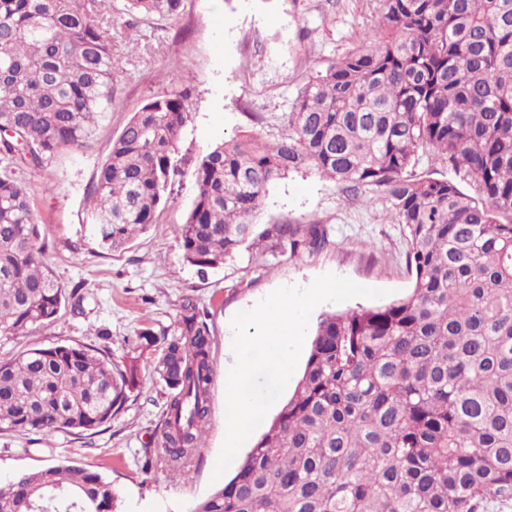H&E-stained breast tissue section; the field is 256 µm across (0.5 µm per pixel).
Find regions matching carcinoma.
I'll list each match as a JSON object with an SVG mask.
<instances>
[{
	"label": "carcinoma",
	"mask_w": 512,
	"mask_h": 512,
	"mask_svg": "<svg viewBox=\"0 0 512 512\" xmlns=\"http://www.w3.org/2000/svg\"><path fill=\"white\" fill-rule=\"evenodd\" d=\"M364 39L299 91L279 139L243 134L198 160L175 227L183 260L217 269L258 234L295 255L328 228L254 217L268 186L310 170L345 198H381L413 274L387 305L321 315L293 395L236 475L191 512H487L512 500V0H377ZM183 0H122L174 20ZM112 0H0V340L89 298L47 260L21 171L86 143L114 94ZM185 93L149 99L112 141L89 195L100 247L149 225L180 162ZM26 147L22 151L16 140ZM455 178L415 172L419 155ZM207 312L186 306L154 372L170 390L158 458L191 466L209 415ZM138 357L68 340L0 354V432L96 434L138 379ZM115 512L102 474L53 463L0 485V512Z\"/></svg>",
	"instance_id": "cac0c4a2"
}]
</instances>
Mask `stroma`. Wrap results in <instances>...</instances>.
<instances>
[{"instance_id":"obj_1","label":"stroma","mask_w":512,"mask_h":512,"mask_svg":"<svg viewBox=\"0 0 512 512\" xmlns=\"http://www.w3.org/2000/svg\"><path fill=\"white\" fill-rule=\"evenodd\" d=\"M376 12L375 0H185L176 22L112 24L119 61L112 108L87 144L64 149L43 167L25 171L48 257L60 283L84 282L93 299L84 313L64 308L58 320L10 342L12 350L63 340L105 345L115 363L138 355L139 378L121 410L93 435L0 434V480L49 460L81 463L102 472L119 491L117 512H189L216 487L214 467L224 441V365L231 361L234 314L253 308L281 286L305 287L333 273L373 288L407 295L412 275L401 225L389 223L382 200H345L336 184L311 171L272 183L255 218L260 227L319 222L331 243L318 253L274 256L258 237L223 268L198 272L186 264L174 227L183 223L196 192L199 158L216 142L247 132L271 141L282 129L300 88L352 47ZM186 92L190 119L181 142L174 191L157 224L126 248L102 249L93 237L84 201L112 140L150 98ZM259 121H251V114ZM208 312L212 383L210 421L188 474L163 470L155 448L164 427L167 390L152 373L156 347L136 351L142 325L175 334L184 305Z\"/></svg>"}]
</instances>
